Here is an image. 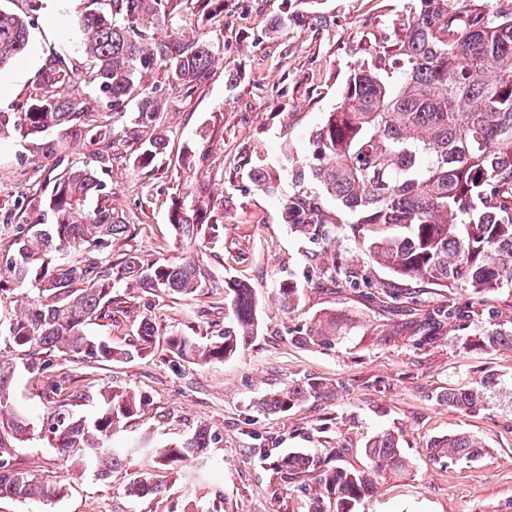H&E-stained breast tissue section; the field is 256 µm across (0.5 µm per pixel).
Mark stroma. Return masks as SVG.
<instances>
[{"mask_svg":"<svg viewBox=\"0 0 512 512\" xmlns=\"http://www.w3.org/2000/svg\"><path fill=\"white\" fill-rule=\"evenodd\" d=\"M410 0H322L318 26L269 30L283 0H227L223 15L198 23L191 0H181L174 21L186 34L219 40L223 52L192 92L166 90L160 128L168 141L164 156L141 168V140L117 142L104 177L106 203L126 223L130 237L103 252L119 262L130 253L177 264L185 256L168 222L170 199L190 185L224 226L222 237L199 249L214 276L255 288L261 301L257 337L234 357L207 365L178 360L166 345L181 332L206 341L224 326L220 296H184L124 282L112 292L110 315L91 324L94 335L125 348L140 323L150 322L156 342L150 353L123 362L58 359L68 375L61 398L93 415L95 404L81 393L114 385L145 395L150 406L112 438L114 447L139 442L161 447L209 425L220 440L205 465L184 467L170 489L155 500L127 497L124 488L145 471V455L131 457L109 481L68 472L54 449L38 442L16 448V460L34 473L66 484L52 503L0 500V512H190L193 503L218 512H307L314 483L289 479L278 462L289 451L318 456L326 465L361 467L363 449L378 432L392 429L403 439L410 469L386 476L364 498L358 512H512V346L487 351L474 343L482 328L512 326V282L482 297L435 284L405 282L397 309L380 305L377 292L392 283L388 270L371 264L350 226L331 224L325 238L302 236L281 217L293 187L277 195L255 189L250 168L274 166L283 143L305 153L311 130L338 102L361 45L392 35ZM93 0H0V8L30 20L25 52L0 67V111L23 112L35 93L47 57H79L76 22ZM205 158L184 171L181 156ZM52 164L29 150L17 135L0 137V251L17 236L31 213L24 203L50 191ZM358 269L357 285L344 278L318 286L321 269L332 263ZM294 278L303 295L283 312L276 300L280 280ZM472 304L474 316L446 319L432 337L415 327L428 310ZM334 312L349 326L330 344L309 342L307 328ZM492 369L502 386L484 409L465 413L442 396ZM297 382L326 384L317 398L288 412L262 407L269 393ZM12 402L41 419L50 398L44 381L17 371ZM465 433L484 451L472 461L434 462L437 438Z\"/></svg>","mask_w":512,"mask_h":512,"instance_id":"35a3bbf8","label":"stroma"}]
</instances>
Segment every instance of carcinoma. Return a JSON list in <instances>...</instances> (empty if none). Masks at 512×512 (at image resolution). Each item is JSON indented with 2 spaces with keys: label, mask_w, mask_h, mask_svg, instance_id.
<instances>
[{
  "label": "carcinoma",
  "mask_w": 512,
  "mask_h": 512,
  "mask_svg": "<svg viewBox=\"0 0 512 512\" xmlns=\"http://www.w3.org/2000/svg\"><path fill=\"white\" fill-rule=\"evenodd\" d=\"M178 2L100 0L77 22L85 67L64 57L46 59L26 111L0 112V136L31 139L34 152L45 159L57 158L79 140L97 146L91 162L70 166L46 197L29 204L34 217L0 253V290L31 291L9 334L15 346L28 351L23 368L34 378L52 370L53 361L45 358L51 353L119 362L151 351L155 330L148 322L140 324L127 348L87 331L111 306L112 289L128 279L184 295L224 290L229 300L224 332L205 344L183 334L166 338L169 351L188 363L228 360L258 335L261 305L255 289L216 279L198 256L178 264L146 262L136 254L107 265L55 260L63 250L100 252L131 231L112 207H87L105 190L103 176L122 136L112 115L137 101L134 125L152 131L138 162L150 167L166 149L165 136L157 131L165 98L150 78L157 74L170 88L189 92L220 55L219 42L186 37L171 23ZM224 2L194 0L197 21L224 13ZM285 4L271 22L272 33L324 19L318 0ZM28 39V21L0 9V65L24 53ZM82 82L105 103L104 112L87 111ZM250 177L269 195L290 179L296 190L283 202L284 223L310 237L326 224H351L370 261L398 279L460 286L478 295L512 281V0H412L392 38L362 50L340 101L311 131L305 154L294 155L286 144L275 166L253 169ZM324 197L336 201V217L323 209ZM168 221L177 243L188 248L219 229L208 205L185 192L172 198ZM391 226L404 232L389 235ZM301 294L292 278L278 284V302L286 311ZM347 326L344 317L327 313L307 336L327 342ZM478 344L486 350L512 345V331L484 330ZM16 371V364L0 360V499L49 502L65 495L63 482L16 463L14 448L33 440L54 449L72 471L92 469L103 481L125 467L127 452L112 447V434L145 411L146 396L108 386L80 395L97 402L91 417L77 415L62 400L33 421L8 409ZM500 385V375L486 370L472 386L450 389L443 399L471 412ZM320 393L318 383H294L266 396L262 406L285 411ZM219 441V432L201 426L174 445L150 449L152 469L128 483L125 492L136 499L159 497L168 489L169 475ZM481 448L472 436H443L433 443L430 459L473 460ZM364 455V467L320 469L314 458L294 451L281 466L293 480L313 476L320 492L308 512H357L380 480L409 467L401 435L390 430L370 440Z\"/></svg>",
  "instance_id": "1"
}]
</instances>
